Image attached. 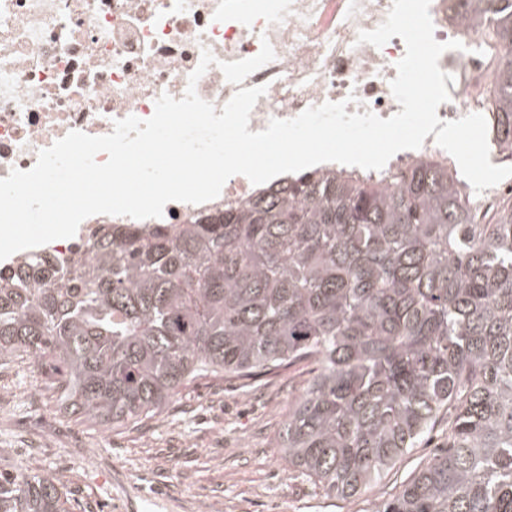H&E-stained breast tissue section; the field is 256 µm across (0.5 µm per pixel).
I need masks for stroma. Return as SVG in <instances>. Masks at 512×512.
<instances>
[{
    "label": "stroma",
    "mask_w": 512,
    "mask_h": 512,
    "mask_svg": "<svg viewBox=\"0 0 512 512\" xmlns=\"http://www.w3.org/2000/svg\"><path fill=\"white\" fill-rule=\"evenodd\" d=\"M309 377L300 365L250 382L200 379L133 431L56 415L46 388L34 394L30 365L0 369V468L36 469L62 484L71 512H377L448 442L439 419L428 440L356 497H328L278 446L288 405ZM45 420L41 436L26 422Z\"/></svg>",
    "instance_id": "stroma-1"
}]
</instances>
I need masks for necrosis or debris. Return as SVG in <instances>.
Wrapping results in <instances>:
<instances>
[{
  "mask_svg": "<svg viewBox=\"0 0 512 512\" xmlns=\"http://www.w3.org/2000/svg\"><path fill=\"white\" fill-rule=\"evenodd\" d=\"M393 0H0V178L33 168L41 150L69 131L111 133L116 120L150 118L161 94L182 98L188 78L210 50L216 62L196 85L198 95L223 107L238 87L262 85L249 131L274 118L291 119L324 102H346L347 113L389 118L401 107L390 82L406 46L358 43L360 31L379 26ZM435 40L462 47L442 54L451 74L450 98L437 115L452 121L489 109L499 66L512 50L494 45L490 30L448 15V0H431ZM269 40L275 58L242 85L229 83L221 63L256 56ZM258 191L231 177L215 199L166 204L165 224L237 207ZM127 216L85 219L79 239L37 251L73 264L86 242Z\"/></svg>",
  "mask_w": 512,
  "mask_h": 512,
  "instance_id": "4bbe7bcc",
  "label": "necrosis or debris"
}]
</instances>
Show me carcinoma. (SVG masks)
Masks as SVG:
<instances>
[{"label": "carcinoma", "mask_w": 512, "mask_h": 512, "mask_svg": "<svg viewBox=\"0 0 512 512\" xmlns=\"http://www.w3.org/2000/svg\"><path fill=\"white\" fill-rule=\"evenodd\" d=\"M512 49V0H448ZM488 128L512 157V62ZM77 269L0 274V367L37 361L91 424L138 426L198 379L311 366L281 448L356 496L442 414L448 447L378 512H512V206L483 224L448 167L305 172L215 215L93 241ZM0 471V512H70Z\"/></svg>", "instance_id": "1"}]
</instances>
